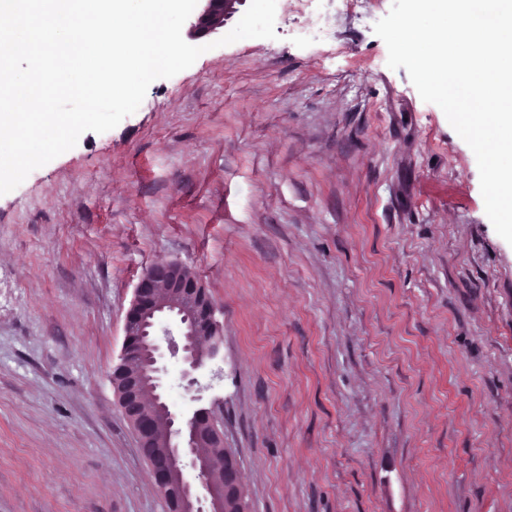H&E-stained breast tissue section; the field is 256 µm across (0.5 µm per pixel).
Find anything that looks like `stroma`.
Returning <instances> with one entry per match:
<instances>
[{
	"instance_id": "stroma-1",
	"label": "stroma",
	"mask_w": 512,
	"mask_h": 512,
	"mask_svg": "<svg viewBox=\"0 0 512 512\" xmlns=\"http://www.w3.org/2000/svg\"><path fill=\"white\" fill-rule=\"evenodd\" d=\"M391 4L209 50L0 195V512H166L110 379L165 260L251 512H512V245Z\"/></svg>"
}]
</instances>
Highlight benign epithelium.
<instances>
[{"label":"benign epithelium","mask_w":512,"mask_h":512,"mask_svg":"<svg viewBox=\"0 0 512 512\" xmlns=\"http://www.w3.org/2000/svg\"><path fill=\"white\" fill-rule=\"evenodd\" d=\"M242 0H198L186 35L192 40L218 33ZM202 282L177 260L155 263L141 276L124 319L120 355L111 380L118 405L136 434L139 447L160 452L148 461L155 491L167 512H249L237 464H224L220 482L201 480L209 510L199 506L189 471L208 472L209 448L223 439L211 410L189 405L173 412L162 398L164 352L159 334L169 335L165 321L174 320L182 337L187 388L196 374L223 354L224 330Z\"/></svg>","instance_id":"benign-epithelium-1"}]
</instances>
